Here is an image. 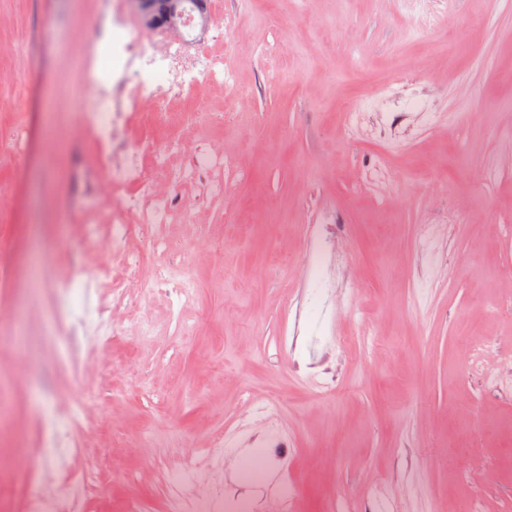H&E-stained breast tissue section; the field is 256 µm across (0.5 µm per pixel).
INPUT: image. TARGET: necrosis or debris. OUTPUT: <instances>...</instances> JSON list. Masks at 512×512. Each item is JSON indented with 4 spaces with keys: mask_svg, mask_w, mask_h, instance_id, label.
I'll use <instances>...</instances> for the list:
<instances>
[{
    "mask_svg": "<svg viewBox=\"0 0 512 512\" xmlns=\"http://www.w3.org/2000/svg\"><path fill=\"white\" fill-rule=\"evenodd\" d=\"M119 9H112L98 21L95 42L112 41L118 65L108 77H101L83 56L79 68L92 99L84 107L85 125L90 129L100 156L110 166L107 180L99 182L89 201L84 202L82 222L87 242L104 241L107 246L124 244L146 227L189 220L194 201L178 194L180 185L198 180L201 174L224 167L222 145L210 144L193 153L189 163L172 168L170 155L188 143L198 125L207 122L205 112H186L181 119L182 135L172 138L166 148L150 152L130 150L121 139L133 111L146 109V102L133 96V88L154 89L159 104L180 99L197 88L223 85L230 75L223 54L193 47L196 18L184 13L178 31L160 42L148 41L136 30L127 29L121 41H113V27L123 25ZM122 187L109 225H100L97 214L113 187ZM84 483L45 485L26 505V512H64L67 503L82 498Z\"/></svg>",
    "mask_w": 512,
    "mask_h": 512,
    "instance_id": "1",
    "label": "necrosis or debris"
}]
</instances>
